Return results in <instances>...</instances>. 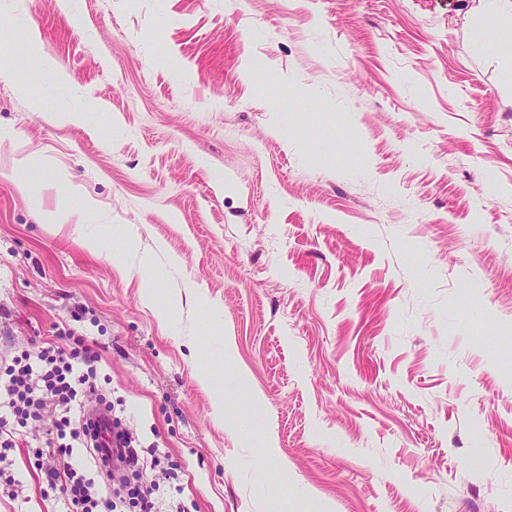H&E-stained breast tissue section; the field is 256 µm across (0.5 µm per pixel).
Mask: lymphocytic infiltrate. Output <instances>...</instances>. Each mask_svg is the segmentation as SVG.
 <instances>
[{"mask_svg": "<svg viewBox=\"0 0 512 512\" xmlns=\"http://www.w3.org/2000/svg\"><path fill=\"white\" fill-rule=\"evenodd\" d=\"M0 371L7 377L0 385V461L14 448L17 428H26L37 442L35 466L47 478L43 499L58 492L65 512H115L111 494L86 476L88 465L107 471L115 457L127 470L159 466V459L139 457L125 435H116L110 446L102 441L86 416L97 391L96 371L80 370L76 354L33 347L14 355ZM84 452L91 464H83Z\"/></svg>", "mask_w": 512, "mask_h": 512, "instance_id": "obj_1", "label": "lymphocytic infiltrate"}]
</instances>
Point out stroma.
<instances>
[{
	"instance_id": "1",
	"label": "stroma",
	"mask_w": 512,
	"mask_h": 512,
	"mask_svg": "<svg viewBox=\"0 0 512 512\" xmlns=\"http://www.w3.org/2000/svg\"><path fill=\"white\" fill-rule=\"evenodd\" d=\"M470 3L0 0V354L94 356L162 460L120 512H512V54ZM32 443L0 512L63 508Z\"/></svg>"
}]
</instances>
